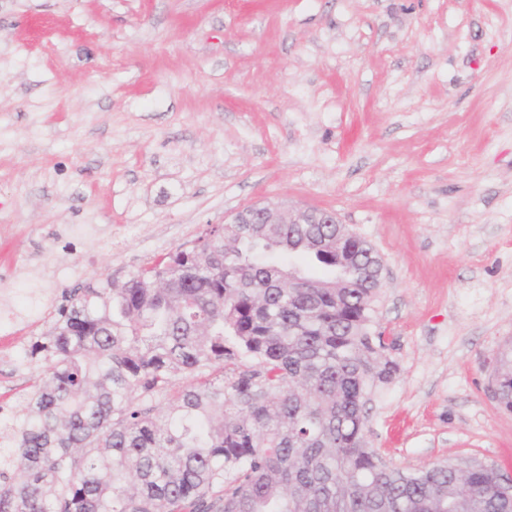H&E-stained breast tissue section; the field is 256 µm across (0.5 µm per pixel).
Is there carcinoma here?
I'll return each mask as SVG.
<instances>
[{"label":"carcinoma","instance_id":"obj_1","mask_svg":"<svg viewBox=\"0 0 512 512\" xmlns=\"http://www.w3.org/2000/svg\"><path fill=\"white\" fill-rule=\"evenodd\" d=\"M380 265L344 224L231 223L69 293L3 431L0 512H512L490 466L366 447L397 372L371 332ZM495 380L511 411V342Z\"/></svg>","mask_w":512,"mask_h":512}]
</instances>
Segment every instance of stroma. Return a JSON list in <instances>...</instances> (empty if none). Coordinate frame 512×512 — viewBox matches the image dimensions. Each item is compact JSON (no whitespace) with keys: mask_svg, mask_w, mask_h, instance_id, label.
Listing matches in <instances>:
<instances>
[{"mask_svg":"<svg viewBox=\"0 0 512 512\" xmlns=\"http://www.w3.org/2000/svg\"><path fill=\"white\" fill-rule=\"evenodd\" d=\"M267 203L383 261L367 446L512 476V0H0V412L65 292ZM495 380L499 383L498 400L512 410V343L504 345L499 352Z\"/></svg>","mask_w":512,"mask_h":512,"instance_id":"stroma-1","label":"stroma"}]
</instances>
